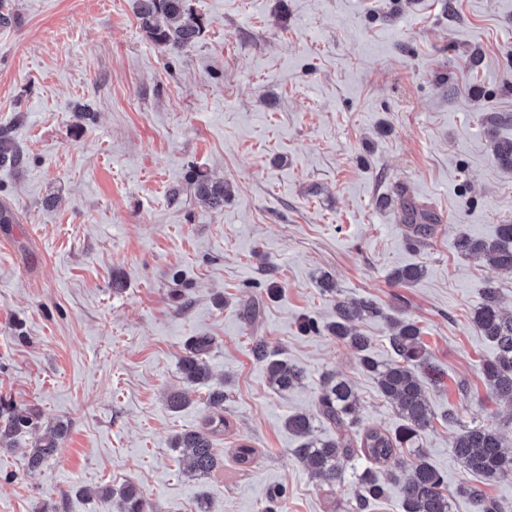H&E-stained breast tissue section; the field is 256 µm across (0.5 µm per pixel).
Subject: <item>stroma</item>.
Returning <instances> with one entry per match:
<instances>
[{"instance_id":"1","label":"stroma","mask_w":512,"mask_h":512,"mask_svg":"<svg viewBox=\"0 0 512 512\" xmlns=\"http://www.w3.org/2000/svg\"><path fill=\"white\" fill-rule=\"evenodd\" d=\"M8 3L0 128L23 161L0 165L13 216L0 224V401L68 430L34 474L21 451L36 431L0 442V512H105L98 488L126 483L154 512H196L202 496L210 512H264L273 488L281 512H344L353 478L311 475L285 421L314 412L336 373L360 427H398L350 347L301 328L347 298L421 327L440 371L421 447L448 490L470 479L451 448L460 426L512 441L478 371L494 348L470 322L490 284L512 311V273L453 248L512 224V171L493 156L512 138V0H188L203 29L177 54L146 37L134 0ZM195 172L229 186L223 207L197 199ZM402 196L440 219L414 250ZM410 264L417 282L390 279ZM193 336L215 346L209 382L188 387ZM257 337L304 370L301 386H271ZM219 386L224 466L196 479L172 439L202 424ZM180 389L191 403L170 411ZM241 443L258 451L243 469ZM452 512L473 510L455 493Z\"/></svg>"}]
</instances>
